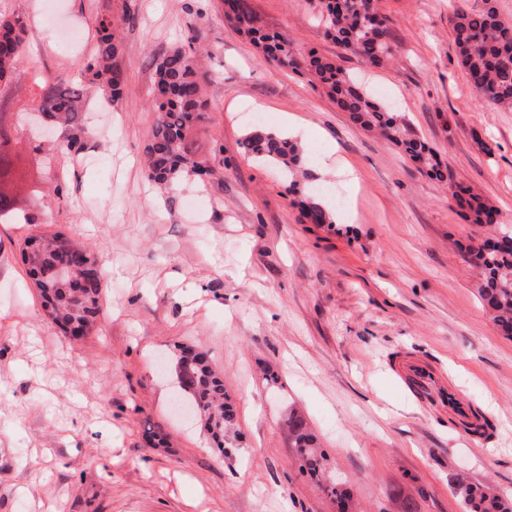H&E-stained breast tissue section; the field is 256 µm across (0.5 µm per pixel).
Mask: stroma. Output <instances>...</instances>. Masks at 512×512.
Masks as SVG:
<instances>
[{"instance_id": "1", "label": "stroma", "mask_w": 512, "mask_h": 512, "mask_svg": "<svg viewBox=\"0 0 512 512\" xmlns=\"http://www.w3.org/2000/svg\"><path fill=\"white\" fill-rule=\"evenodd\" d=\"M247 3L263 31L335 60L402 115L448 177L354 123L308 75L268 63L222 0H0L27 24L10 119L38 107L33 68L81 72L107 11L125 74L117 104L87 101L78 160L22 139L32 221L0 224V512H336L299 473L293 412L354 512H402L408 498L415 512H464L457 473L512 499V338L470 262L494 232L450 199L463 186L512 225V109L462 78L448 0H379L394 50L381 67L326 36L318 0ZM61 29L78 42L61 48ZM192 33L211 52L210 110L189 138L220 173L163 192L142 165L152 62ZM292 117L304 167L340 201L333 223L302 221L288 179L244 147L259 127L287 134ZM56 230L107 256L104 312L79 340L47 318L22 262L26 237ZM182 346L224 380L236 419L223 448L173 409ZM402 358L439 367L489 436L419 407L393 378Z\"/></svg>"}]
</instances>
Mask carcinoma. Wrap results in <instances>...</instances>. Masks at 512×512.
Segmentation results:
<instances>
[{
	"mask_svg": "<svg viewBox=\"0 0 512 512\" xmlns=\"http://www.w3.org/2000/svg\"><path fill=\"white\" fill-rule=\"evenodd\" d=\"M230 10L225 15L235 29L260 46L266 59L275 65L296 70L300 63L288 39L262 32L249 10L246 0H224ZM320 18L327 36L345 52L373 66H382L393 56L385 26L371 21L372 0H320ZM462 77L482 97L499 107L512 108V23L502 20L494 0H485L478 11L453 7L450 17ZM118 20L110 13L98 17L96 53L84 67L81 77L70 79L51 71H39L34 79L38 88L39 111L49 116L62 130L60 140L46 146L47 151L77 155L88 130L79 120L85 98L92 92L106 96L115 104L123 94V70L118 62L121 43L117 37ZM27 30L20 16L0 13V84L10 83L23 61ZM208 57L196 47L188 52L182 48L154 58V80L151 104L158 113L146 147L145 165L148 177L156 184L173 187L185 173L212 175L206 161L195 156L190 129L206 120L209 104L201 94L200 75ZM306 70L313 80L334 98L337 106L350 113L363 128L375 129L388 143L400 148L427 168L428 174L444 178L437 153L416 137L394 112L363 93L349 73L336 63L317 55H309ZM20 141L19 130L5 121L0 109V221L19 216L22 208L15 188ZM245 147L254 157L283 166L293 174L310 179L300 172V155L295 145L272 133L256 131L246 138ZM320 193L305 190L298 201L302 216L312 224H330L319 201ZM451 200L469 211L474 224L494 225L498 210L467 194L457 186ZM27 273L41 298L49 319L66 335L75 339L91 333L102 314L101 267L105 263L102 250L71 239L65 232L32 236L24 243ZM68 258L76 265L74 277L62 283L46 278L54 261ZM475 264L482 271L478 294L492 315L499 331L512 336V226L499 225L494 245H483L474 251ZM190 350L182 352L178 362L181 388L199 411L203 430L218 448L224 447V429L233 425L235 414L224 401V381L211 366L207 354L189 359ZM288 431L300 455V469L315 480L336 500L339 512H350L351 497L344 485L323 478L326 457L316 448L315 436L305 420L288 418ZM455 492L466 506V512H512V503L488 493L484 487L466 482L460 476L451 481Z\"/></svg>",
	"mask_w": 512,
	"mask_h": 512,
	"instance_id": "1",
	"label": "carcinoma"
}]
</instances>
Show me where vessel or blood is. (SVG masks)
Returning <instances> with one entry per match:
<instances>
[{"label": "vessel or blood", "mask_w": 512, "mask_h": 512, "mask_svg": "<svg viewBox=\"0 0 512 512\" xmlns=\"http://www.w3.org/2000/svg\"><path fill=\"white\" fill-rule=\"evenodd\" d=\"M396 372L403 390L419 406L447 410L465 422L472 420L470 408L460 401L443 374L433 366L421 361H406L398 364Z\"/></svg>", "instance_id": "1"}]
</instances>
